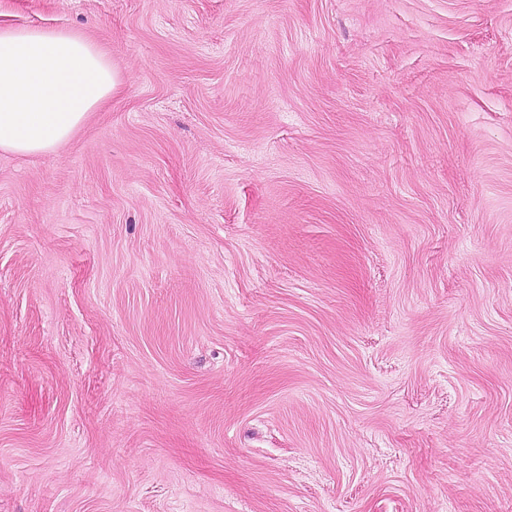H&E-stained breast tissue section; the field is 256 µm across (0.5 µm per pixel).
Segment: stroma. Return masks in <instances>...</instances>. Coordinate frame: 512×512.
Masks as SVG:
<instances>
[{"label":"stroma","mask_w":512,"mask_h":512,"mask_svg":"<svg viewBox=\"0 0 512 512\" xmlns=\"http://www.w3.org/2000/svg\"><path fill=\"white\" fill-rule=\"evenodd\" d=\"M120 86L0 151V512H512V0H0Z\"/></svg>","instance_id":"1"}]
</instances>
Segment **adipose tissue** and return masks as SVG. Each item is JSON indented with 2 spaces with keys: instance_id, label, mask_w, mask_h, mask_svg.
Returning <instances> with one entry per match:
<instances>
[{
  "instance_id": "1",
  "label": "adipose tissue",
  "mask_w": 512,
  "mask_h": 512,
  "mask_svg": "<svg viewBox=\"0 0 512 512\" xmlns=\"http://www.w3.org/2000/svg\"><path fill=\"white\" fill-rule=\"evenodd\" d=\"M118 87L111 60L82 34L0 27V151L57 150Z\"/></svg>"
}]
</instances>
